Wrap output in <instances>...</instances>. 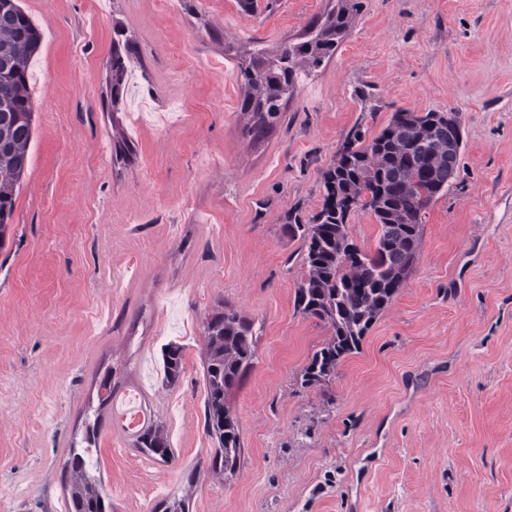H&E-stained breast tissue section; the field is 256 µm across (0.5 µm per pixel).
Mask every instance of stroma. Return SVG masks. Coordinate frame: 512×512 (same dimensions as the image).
Segmentation results:
<instances>
[{"label":"stroma","instance_id":"1","mask_svg":"<svg viewBox=\"0 0 512 512\" xmlns=\"http://www.w3.org/2000/svg\"><path fill=\"white\" fill-rule=\"evenodd\" d=\"M43 41L36 131L0 247V512H66L86 422L111 512H512V0H363L335 54L260 143L238 65L299 41L336 0H20ZM138 78L112 101L115 25ZM399 108L460 113L463 146L416 263L324 386L296 378L331 328L295 306L307 274L283 216L317 212L354 130ZM120 124L126 160L101 157ZM259 333L228 395L241 465L213 474L203 325L220 303ZM183 348L176 386L169 343ZM111 370L164 425L140 454L99 410ZM164 378L168 386H175L183 370V348L176 343H170L163 354ZM135 446L140 453L155 461L168 462L174 455L166 431L157 425L138 431L135 435Z\"/></svg>","mask_w":512,"mask_h":512}]
</instances>
